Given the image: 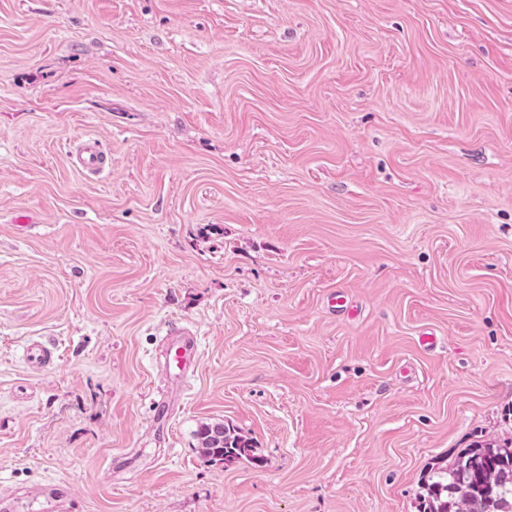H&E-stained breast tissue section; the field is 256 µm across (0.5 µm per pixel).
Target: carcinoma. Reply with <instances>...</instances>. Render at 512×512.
Returning <instances> with one entry per match:
<instances>
[{"instance_id": "carcinoma-1", "label": "carcinoma", "mask_w": 512, "mask_h": 512, "mask_svg": "<svg viewBox=\"0 0 512 512\" xmlns=\"http://www.w3.org/2000/svg\"><path fill=\"white\" fill-rule=\"evenodd\" d=\"M197 438L200 454L226 467L256 460L252 441L222 423L202 424ZM420 512H512V444L478 443L437 466Z\"/></svg>"}]
</instances>
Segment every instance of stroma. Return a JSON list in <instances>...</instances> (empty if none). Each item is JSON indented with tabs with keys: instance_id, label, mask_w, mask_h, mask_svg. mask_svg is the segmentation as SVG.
Listing matches in <instances>:
<instances>
[{
	"instance_id": "stroma-1",
	"label": "stroma",
	"mask_w": 512,
	"mask_h": 512,
	"mask_svg": "<svg viewBox=\"0 0 512 512\" xmlns=\"http://www.w3.org/2000/svg\"><path fill=\"white\" fill-rule=\"evenodd\" d=\"M510 441L512 0H0V497L418 512ZM195 336L186 328H173L164 337L165 356L169 366L178 371V377H183L197 352ZM200 454L229 467L241 461H257L252 441L226 427L224 423H204L197 430Z\"/></svg>"
}]
</instances>
